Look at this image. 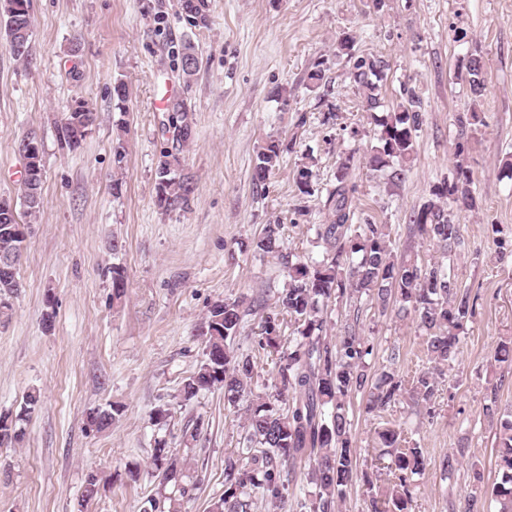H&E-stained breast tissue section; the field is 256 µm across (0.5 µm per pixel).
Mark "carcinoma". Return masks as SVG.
<instances>
[{
	"label": "carcinoma",
	"mask_w": 512,
	"mask_h": 512,
	"mask_svg": "<svg viewBox=\"0 0 512 512\" xmlns=\"http://www.w3.org/2000/svg\"><path fill=\"white\" fill-rule=\"evenodd\" d=\"M178 8L190 26L209 25L208 0H178ZM32 25L33 0H0V31L4 32L6 47L22 61L29 60ZM175 57L188 86L199 68L194 44L183 43ZM386 68L387 63L381 58L360 57L354 62V81L362 89L370 111L381 106L378 82ZM469 75L471 91L481 93L484 83L480 60L471 61ZM128 98L127 84L115 81L112 101L122 113L126 112ZM169 112L174 140L188 145L194 137V122L187 101L173 100ZM94 123L93 111L85 102L76 100L61 118L60 140L75 148L91 134ZM422 124L421 99L406 86L396 107L376 120L377 145L370 164L388 169L390 182L404 180ZM126 132L127 124L119 122L113 141L117 165L126 156ZM282 152L280 139L271 137L265 142L251 171L253 188L266 189ZM462 152L460 145L451 178L435 186L434 199L413 212L410 219L409 233L436 246V261L423 263L408 252L395 254L386 224L351 223L356 185L342 174L328 193V222L316 229L324 248L321 259L283 257L288 287L278 292L271 304L259 298L248 301L227 297L211 307L202 330L204 358L175 395L179 401L189 402L200 392L220 386L224 389V409L244 415L241 447L224 458V493L211 502L209 512H252L262 501L284 508L290 505L296 512H336L347 487L364 474L348 416V403L355 394L366 396L368 413L385 411L406 398L428 418H434L432 400L445 371L458 359L464 329L474 317L477 304V296L459 283L450 266L452 257L464 246L461 227L455 222L456 212L475 206L472 172L461 158ZM25 173L21 200L0 195V243L7 241L8 229L15 223L13 213L21 211L34 218L42 206V159L25 167ZM195 191L192 176L184 172L169 151H162L155 170L156 207L165 213L185 211ZM13 245L16 273L8 280L0 276L3 318L9 316L10 300L21 288L17 270L25 240L16 239ZM254 251L263 256L280 252L276 225L266 226L254 242ZM363 297L380 313L395 306L397 315L411 317L422 332L429 366L414 377L410 387H405L397 374L400 349L396 345L391 348L387 364L378 372L371 371L368 359L373 355V345L360 333L357 302ZM333 304L348 306V314L334 336L328 325L329 306ZM248 316L258 320L259 330L254 336L258 348L276 356L277 378L272 391L254 385L252 359L235 348ZM287 320L296 325L297 335L284 346L280 329ZM494 359L503 374L511 373L512 342L500 343ZM40 403L41 393L36 390L25 396L20 410L11 415L17 434L0 437V446L24 440L25 424ZM483 411L496 421L499 481L485 489L482 473L474 469L472 489L459 512H487L485 504L490 500L499 505L498 512H512V408L500 407L494 392ZM120 412V406L111 404L90 411L87 421L97 425V430L106 431ZM378 439L383 453L376 459V467L390 476L391 486L382 498L373 501L374 512H410L409 505L418 488L415 477L427 464L424 449L409 439L400 425L381 429ZM299 463L307 466L309 490L290 504L289 490ZM151 464L159 481L143 512H182L201 478L191 474L187 458L174 456L164 441L154 448ZM99 493L100 479L92 472L85 480L80 507L87 508Z\"/></svg>",
	"instance_id": "cac0c4a2"
}]
</instances>
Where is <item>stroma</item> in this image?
Segmentation results:
<instances>
[{
  "label": "stroma",
  "mask_w": 512,
  "mask_h": 512,
  "mask_svg": "<svg viewBox=\"0 0 512 512\" xmlns=\"http://www.w3.org/2000/svg\"><path fill=\"white\" fill-rule=\"evenodd\" d=\"M210 24L194 28L176 0H33L30 59H16L0 43V194L19 197L24 162L17 141L41 136L42 207L26 241L12 316L0 323V413L19 411L40 390L23 443L0 447V512H77L85 478L97 472L101 492L89 512H143L154 492L149 468L158 440L182 448L185 428L200 425L193 461L203 482L185 512H208L224 492V456L237 448L236 416L224 409V390L200 392L178 406L172 397L203 358L201 330L209 309L228 296L270 299L286 288L277 258L259 256L252 242L269 224L280 227L284 252L319 258L316 228L342 162L357 186L353 221L388 225L395 253L434 260L435 246L410 236L409 216L447 179L457 143H464L476 205L458 212L465 245L453 261L463 285L479 296L466 327L449 389L434 403L436 417L407 405L384 416L366 413L365 397L351 399L361 459L375 453L384 422L402 424L425 448L429 464L417 479L411 512H451L469 492L471 467L485 484L496 479V430L484 414L490 395L512 405V386H500L494 360L499 342L512 340V263L496 259L498 236L512 237V0H209ZM349 35L357 55L385 59V108L416 88L423 124L405 179L388 185L368 163L376 130L353 63L339 52ZM192 42L200 57L184 87L171 55ZM480 58L481 94L466 79ZM322 65L311 86L307 73ZM129 88L126 112L112 102L115 80ZM281 87L288 105L272 95ZM186 99L196 135L182 148L168 133L169 96ZM82 100L97 114L81 145L61 148L63 112ZM485 125L460 141L457 117L470 110ZM126 121V157L115 166L112 141ZM288 149L265 193L250 172L267 137ZM178 154L197 189L185 211L154 205L161 151ZM313 177L308 193L299 173ZM123 183L114 195L113 180ZM126 280L121 303L112 300V269ZM54 312L45 327L46 312ZM360 328L374 345L373 368L399 345L397 372L409 380L427 365L424 339L412 319L364 309ZM123 412L110 430L87 424L109 404ZM172 407L167 422L152 419ZM464 450L453 477L439 467ZM139 466L138 481L127 470Z\"/></svg>",
  "instance_id": "obj_1"
}]
</instances>
